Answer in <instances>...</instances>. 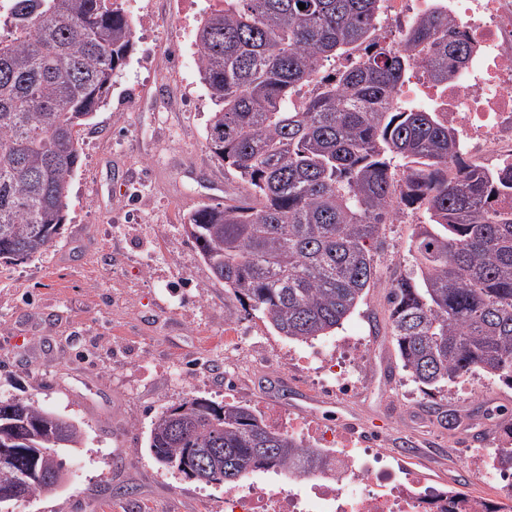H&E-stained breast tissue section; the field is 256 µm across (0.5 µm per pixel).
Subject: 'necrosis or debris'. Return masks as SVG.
I'll use <instances>...</instances> for the list:
<instances>
[{"label": "necrosis or debris", "mask_w": 512, "mask_h": 512, "mask_svg": "<svg viewBox=\"0 0 512 512\" xmlns=\"http://www.w3.org/2000/svg\"><path fill=\"white\" fill-rule=\"evenodd\" d=\"M385 42L394 45L412 16L439 9L469 35L474 48L461 73L437 84L417 72L399 98L445 113L465 144L466 162L493 168L512 161V0H385ZM363 354L360 340H338L335 350L321 347L300 356L306 377L317 391L348 396L363 372L354 361ZM267 423L302 444L319 449L327 465L305 473L289 469L286 482L255 478L224 492V512H512V476L494 459L512 446V425L490 431L481 448L465 456L474 490L458 488L452 477L400 464L376 436L357 425L329 427L303 418H284L267 407Z\"/></svg>", "instance_id": "obj_1"}]
</instances>
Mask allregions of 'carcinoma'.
I'll use <instances>...</instances> for the list:
<instances>
[{
  "mask_svg": "<svg viewBox=\"0 0 512 512\" xmlns=\"http://www.w3.org/2000/svg\"><path fill=\"white\" fill-rule=\"evenodd\" d=\"M305 4L301 10L298 4ZM18 36L0 38V262L52 243L82 163L79 132L104 107L132 48V24L105 0H12ZM384 0H224L196 32L198 72L215 110L205 131L239 193L185 222L214 278L277 335L328 336L377 285L373 250L397 209L418 210L412 265L387 293L399 366L432 399L479 373L512 389V177L469 167L441 112L402 102L417 70L446 83L472 41L435 9L398 47L377 46ZM339 65L298 101L320 67ZM72 422L23 399L0 401V498L52 493L28 478L65 471ZM211 448V482L323 466L254 409L195 397L152 423L153 459L194 479Z\"/></svg>",
  "mask_w": 512,
  "mask_h": 512,
  "instance_id": "cac0c4a2",
  "label": "carcinoma"
}]
</instances>
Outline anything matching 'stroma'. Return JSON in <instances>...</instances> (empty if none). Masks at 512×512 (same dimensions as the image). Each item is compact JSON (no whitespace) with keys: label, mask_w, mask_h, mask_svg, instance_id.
<instances>
[{"label":"stroma","mask_w":512,"mask_h":512,"mask_svg":"<svg viewBox=\"0 0 512 512\" xmlns=\"http://www.w3.org/2000/svg\"><path fill=\"white\" fill-rule=\"evenodd\" d=\"M117 5L135 21L148 10L154 24L135 37L108 105L80 131L67 220L40 256L0 263V400H29L82 430L65 453L68 484L11 512H224L223 485L186 479L148 452L155 417L194 397L374 425L393 455L434 460L467 481L463 449L438 426L427 397L407 414L396 404L403 373L385 286L410 267L421 212L385 225L379 287L320 340L329 348L343 336L364 340L358 394L322 396L296 383L287 359L302 343L242 311L185 232L189 213L223 202L235 187L205 141L214 105L198 77L196 31L173 25L177 0ZM228 324L262 337V368L248 350L238 367L227 366ZM464 385L447 409L512 417V396L498 383L472 375Z\"/></svg>","instance_id":"35a3bbf8"}]
</instances>
